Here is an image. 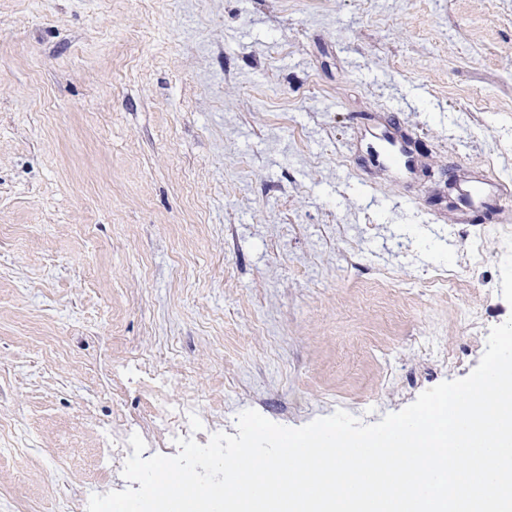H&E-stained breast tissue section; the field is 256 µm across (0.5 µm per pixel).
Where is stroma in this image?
I'll return each instance as SVG.
<instances>
[{
    "mask_svg": "<svg viewBox=\"0 0 512 512\" xmlns=\"http://www.w3.org/2000/svg\"><path fill=\"white\" fill-rule=\"evenodd\" d=\"M477 172L512 184V0H0V512L127 488L100 433L188 384L233 435L469 375L512 273L431 277ZM373 138L377 140L380 147L388 149L389 163H399L408 167L412 158L408 148V143L399 138L394 130L384 126L379 133H374Z\"/></svg>",
    "mask_w": 512,
    "mask_h": 512,
    "instance_id": "stroma-1",
    "label": "stroma"
}]
</instances>
